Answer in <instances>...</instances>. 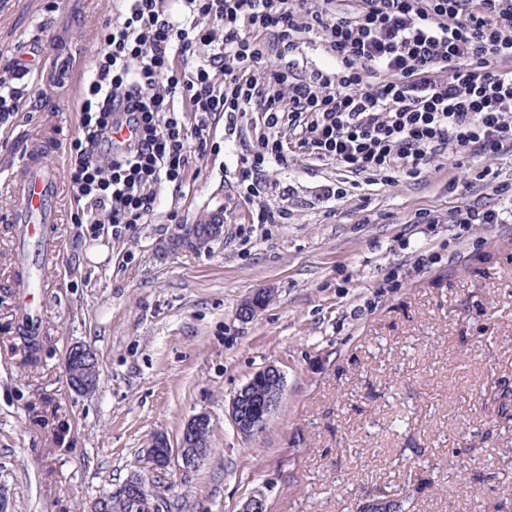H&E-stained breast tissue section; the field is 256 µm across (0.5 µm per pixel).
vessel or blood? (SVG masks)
Listing matches in <instances>:
<instances>
[{
	"label": "vessel or blood",
	"mask_w": 512,
	"mask_h": 512,
	"mask_svg": "<svg viewBox=\"0 0 512 512\" xmlns=\"http://www.w3.org/2000/svg\"><path fill=\"white\" fill-rule=\"evenodd\" d=\"M57 138L27 137L16 168L8 170L5 183L15 199L6 215L17 233V284L24 288L22 305L26 314H36L38 303L34 289L44 287V272L58 263L53 229L58 222L56 171L45 165L46 150L57 149Z\"/></svg>",
	"instance_id": "obj_1"
}]
</instances>
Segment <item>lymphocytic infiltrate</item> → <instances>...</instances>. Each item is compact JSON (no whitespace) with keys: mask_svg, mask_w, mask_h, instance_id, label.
I'll use <instances>...</instances> for the list:
<instances>
[{"mask_svg":"<svg viewBox=\"0 0 512 512\" xmlns=\"http://www.w3.org/2000/svg\"><path fill=\"white\" fill-rule=\"evenodd\" d=\"M119 2L66 149L75 221L92 237L147 223L161 188L182 186L195 155L214 147L219 121L228 138L249 116L260 123L236 159L255 224L288 218L294 189L271 177L288 161L285 128L301 154L345 172L321 191L337 203L362 183L419 179L445 152L512 155V0H179L175 13L163 0ZM306 45L321 46L327 64H310ZM32 88L17 64L0 78V128ZM130 124L136 145L113 139ZM479 178L500 205L421 211L415 223L449 221L458 239L475 224H511L512 182L489 169ZM269 193L280 207L262 203Z\"/></svg>","mask_w":512,"mask_h":512,"instance_id":"f902f5d3","label":"lymphocytic infiltrate"}]
</instances>
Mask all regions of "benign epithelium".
<instances>
[{
	"instance_id": "obj_1",
	"label": "benign epithelium",
	"mask_w": 512,
	"mask_h": 512,
	"mask_svg": "<svg viewBox=\"0 0 512 512\" xmlns=\"http://www.w3.org/2000/svg\"><path fill=\"white\" fill-rule=\"evenodd\" d=\"M221 228L220 224H193L177 233L172 246L197 249L206 239L218 236ZM64 368L69 388L74 393L87 395L95 391L100 379V363L94 350L83 344L71 346L64 359ZM259 382L271 387L273 398L263 409L255 410L249 405L250 390ZM283 387L284 376L278 367L269 365L257 371L229 402L228 416L236 431L245 437L260 433L277 408ZM209 429V416L200 412L184 424L176 446H171L165 436L154 437L145 451L143 469L131 473L119 489L96 497L90 512H113L115 506H124L134 512L142 508L159 512L162 505L150 490L148 478L159 469H168L176 459L181 460L185 469L196 467L208 455L204 436Z\"/></svg>"
}]
</instances>
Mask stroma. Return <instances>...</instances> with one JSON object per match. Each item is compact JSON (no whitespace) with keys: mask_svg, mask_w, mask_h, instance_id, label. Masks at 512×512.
<instances>
[{"mask_svg":"<svg viewBox=\"0 0 512 512\" xmlns=\"http://www.w3.org/2000/svg\"><path fill=\"white\" fill-rule=\"evenodd\" d=\"M116 0H0V70L37 48L48 62L13 128L0 131V165L16 159L17 131H78L97 33ZM61 258L40 289L44 354L26 362L13 323L14 232L0 223V485L13 512H87L139 466L155 434L177 442L185 421L211 419L209 454L191 469L152 478L169 512H241L262 496L266 512H360L401 502L405 512H512V224L412 223L447 213L445 186L467 203L497 198L477 180L491 167L512 179V157L486 162L439 155L418 182L370 186L364 200L327 208L334 163L289 152L274 178L294 196L284 224H254L238 201L235 158L194 159L182 188L120 237L90 239L73 221L67 170L57 153ZM228 212L208 248L169 247L175 224ZM437 264L420 268L422 255ZM402 278L385 287L392 269ZM267 304L250 319L242 305ZM102 365L95 393L69 390L63 359L73 343ZM284 374L280 403L247 438L227 408L258 370ZM68 421L71 442L53 427Z\"/></svg>","mask_w":512,"mask_h":512,"instance_id":"1","label":"stroma"}]
</instances>
